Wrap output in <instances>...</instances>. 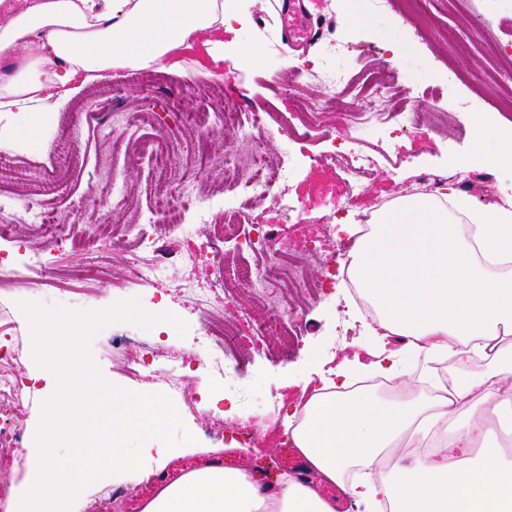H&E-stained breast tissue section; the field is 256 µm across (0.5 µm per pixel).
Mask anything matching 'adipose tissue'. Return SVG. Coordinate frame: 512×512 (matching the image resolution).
Here are the masks:
<instances>
[{
    "label": "adipose tissue",
    "mask_w": 512,
    "mask_h": 512,
    "mask_svg": "<svg viewBox=\"0 0 512 512\" xmlns=\"http://www.w3.org/2000/svg\"><path fill=\"white\" fill-rule=\"evenodd\" d=\"M240 0H0V142L43 148L39 114L64 108L112 72L177 65L184 53L224 60ZM28 130L17 135L18 119ZM479 158L512 187V128L476 121ZM348 278L374 311L371 362L344 359L332 379L303 384L283 420L303 462L278 487L248 470L208 465L163 485L142 512H337L328 486L372 512H512V455L495 425L512 423V194L474 206L455 184L372 212L350 253ZM402 337L389 350L388 338ZM454 359L462 373L428 378L425 397L393 402L354 380L408 386L409 365ZM485 369L470 371L473 360ZM449 433L409 457L407 434ZM382 467L350 481L349 468Z\"/></svg>",
    "instance_id": "1"
}]
</instances>
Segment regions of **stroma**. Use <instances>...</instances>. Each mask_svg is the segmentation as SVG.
<instances>
[{"label": "stroma", "mask_w": 512, "mask_h": 512, "mask_svg": "<svg viewBox=\"0 0 512 512\" xmlns=\"http://www.w3.org/2000/svg\"><path fill=\"white\" fill-rule=\"evenodd\" d=\"M301 3V12L294 15L295 30L289 33L280 16L259 0H244L247 24L240 35H225L224 43L230 47L240 40L255 45L262 58L259 65L242 69L228 57L219 71L209 74L187 55L181 68L162 69L161 81L154 84L140 83L139 71L119 72L81 93V101H94L93 117L69 106L52 113V141L46 151L37 156L18 155L9 145L0 144V162L12 161L14 182L34 188L45 207L65 212L82 201L86 204L85 222H94L103 207L99 171L107 152L104 134L111 130L114 114L141 111L144 102L153 104L169 129L170 141L193 137L202 142L204 151L220 144L227 160L240 164L248 161L254 145L250 139L238 137L236 130L210 122L193 126L181 123L183 114L199 111L201 94L214 89L225 100L245 103L251 110L291 116L289 127L272 122L261 134L263 150L287 155L288 166L272 191V200L257 205L247 218L248 223L272 228L277 240L287 244L289 253H299L314 241L327 247L351 248L352 236L329 232L330 215L338 212L350 224H359L393 199L418 193L417 176L423 171L452 176L458 188L470 191L479 205L501 201L495 170L472 166L462 171L457 163L476 150L475 117L512 124V88L485 79L500 63L496 47L512 44V28L502 24L503 19L512 17V0H423L417 6L408 5L407 0H392L383 9H370L371 23L367 26L351 21L344 0ZM386 35L402 55L401 68L389 63L391 53L382 41ZM332 37L346 45L339 58L350 81L335 90L329 103L321 81L296 79L293 62L313 55L318 64H325L331 57L327 42ZM452 72L460 74V81H449ZM374 77L390 85L394 105L401 99V88L409 87L423 111L438 113V123L422 124L406 135L392 132L388 124L376 119L362 125L354 123V114L376 108L369 90ZM315 103L322 110L316 129L308 132L299 115L310 111ZM73 125L79 138L70 154L59 148L58 140ZM153 135L151 128L140 125L123 132L115 161L127 176L129 193L126 207L112 214L114 235L106 251L89 253L79 244L51 248L25 223L16 224L10 236L0 239V263L19 269L11 284L0 288V346L5 349L0 356V372L23 386L21 395H0L1 490L26 488L28 466L22 452L38 450L36 435L43 405L51 393L50 373L34 358L30 324L19 301L97 311L116 300L137 297L148 313L169 312L187 324V333L182 336L166 322L147 330L116 322L91 340L90 353L111 385L169 393L185 426L200 441L199 451L175 456L164 469L136 481L109 476L94 481L84 490L82 500L74 504L73 512H140L157 491L160 478L203 467L211 445L221 446L228 468H248L254 461L264 460L288 472L299 469L302 461L290 459L282 433V421L299 393V382L328 372L361 351L365 321L352 322L349 338H339L336 332L340 306L354 302L347 288L331 289L319 302L309 305L299 342L289 352L284 351L277 336L264 337L259 348H251L255 335L247 311L262 305L263 300L241 290L215 302L212 313L214 318L232 320L239 340L250 347L243 370L248 401L225 391L223 383L201 371L193 343L199 303L194 296L179 291L178 285L211 277L213 263L239 270L254 264L256 257L246 250L218 248V236L232 238L243 232L244 224H238L236 216L241 190L228 184L223 194V223H212L201 233L172 232L166 243L174 259L163 284L129 287L124 227L153 205L167 187L151 160L134 149L135 144ZM348 140L373 153L381 167L380 175L354 197L349 194L347 176L323 158L332 143ZM38 168L54 171V179L44 184L36 181L34 171ZM311 198L322 199V207H308ZM35 256L43 258L44 267L29 266V259ZM88 265L94 268L95 280L76 284L70 292H59L44 282V272L67 278ZM174 369L180 371L182 381L180 388L170 393L165 381ZM244 420L263 430L265 439L248 450L226 446V429Z\"/></svg>", "instance_id": "35a3bbf8"}]
</instances>
